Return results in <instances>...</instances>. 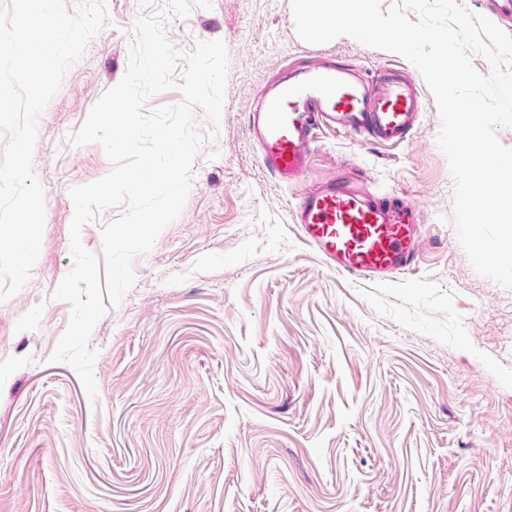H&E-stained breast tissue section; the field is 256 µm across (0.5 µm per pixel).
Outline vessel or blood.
<instances>
[{"label": "vessel or blood", "mask_w": 512, "mask_h": 512, "mask_svg": "<svg viewBox=\"0 0 512 512\" xmlns=\"http://www.w3.org/2000/svg\"><path fill=\"white\" fill-rule=\"evenodd\" d=\"M421 94L405 69L368 74L309 54L288 63L247 107L248 130L263 168L284 184L306 175L320 132L338 130L382 144L404 142L420 120ZM300 237L325 264L357 281L404 273L419 252L420 226L407 203L374 193L352 173L305 192L294 211Z\"/></svg>", "instance_id": "vessel-or-blood-1"}]
</instances>
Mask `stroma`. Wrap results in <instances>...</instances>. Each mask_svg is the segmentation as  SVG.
<instances>
[{
	"instance_id": "1",
	"label": "stroma",
	"mask_w": 512,
	"mask_h": 512,
	"mask_svg": "<svg viewBox=\"0 0 512 512\" xmlns=\"http://www.w3.org/2000/svg\"><path fill=\"white\" fill-rule=\"evenodd\" d=\"M106 4L38 119L41 250L0 302V512H512V290L458 241L429 87L406 141L323 133L293 186L249 140L247 105L290 58L413 68L344 36L303 41L291 0H211L169 21L181 51L224 42L220 121L195 110L207 139L186 203L93 329L97 399L51 362L71 314L52 297L72 267L70 190L112 169L69 136L124 77L142 13ZM351 169L418 216L417 264L395 279L352 280L298 234L300 195ZM39 304V328L16 331Z\"/></svg>"
}]
</instances>
